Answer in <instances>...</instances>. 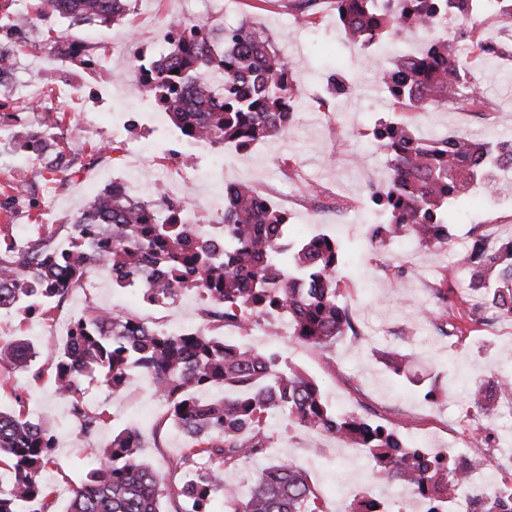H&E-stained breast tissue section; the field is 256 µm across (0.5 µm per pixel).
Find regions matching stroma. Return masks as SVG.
Returning a JSON list of instances; mask_svg holds the SVG:
<instances>
[{
  "label": "stroma",
  "mask_w": 512,
  "mask_h": 512,
  "mask_svg": "<svg viewBox=\"0 0 512 512\" xmlns=\"http://www.w3.org/2000/svg\"><path fill=\"white\" fill-rule=\"evenodd\" d=\"M296 2L223 0L219 17L224 24L246 21L263 27L275 50L286 59L302 93L288 132L261 142L256 150L226 158L220 174L212 173L208 158L185 156L173 194L220 201L226 182H275L295 176L298 191H309L317 184L347 201L349 207L343 211L319 209L308 202L299 204L292 218L291 237L298 240L309 232L352 243L353 256L339 268L337 278L352 306L362 340L347 337L321 351L274 330L266 336H252L229 329L225 335L257 351L279 348L291 365L321 382L324 398L337 410L358 412L370 403L410 445L451 446L460 434L476 427L465 416L467 388L500 374H512V322H500L493 335L476 329L450 339L440 336L428 320L435 307L434 286L443 275L449 297L466 293L462 258L471 229L481 226L491 242L512 237V195L490 202L472 196L452 202L448 207L450 242L438 252L421 249L407 239H390L382 245L369 241L367 229L377 221L369 208V196L373 186L387 175L386 157L373 146L369 130L393 117L374 72L394 51L387 46L375 56L362 57L336 28L335 0H323L312 16L294 24ZM187 9L186 0H138L129 15L110 26H74L60 16L38 20L17 55V74L32 81L43 94H50L57 66L42 52L41 45L64 32L78 39L94 35L96 51L108 56L115 74H123L127 57L117 50V43L123 39L151 40L157 29L181 18ZM351 65L363 81V89L351 97L319 100L317 93L325 89L330 73ZM471 76L485 89L493 108L491 115L477 117L452 106L441 107L428 116L411 118L412 127L425 136L448 133L491 142L511 140L512 78L506 76L499 61L485 59L477 62ZM10 136V131L0 130V184L18 183L23 174H38L44 166L43 160L14 151ZM137 143L142 149L139 159L130 158V142L117 138L114 152L105 161L98 153L101 139H84L78 148L82 170L72 176V189L55 203L59 221L35 209L18 226L0 211V228L18 240L42 230L56 238L66 234V219L78 215L90 201L77 191V184L104 187L110 177L120 176L149 188L161 178L167 154L155 135L141 133ZM127 295L121 288L101 289L93 301L132 318L165 323L172 331L202 324L194 294H184L174 306L131 303ZM47 324V319L32 320L19 310L0 314V338L22 337L32 342L38 351L35 363L43 372L42 381L36 383L27 374L0 366V409L13 410L18 402H25L33 419L53 427L58 440L55 461L69 482H81L95 449L125 428L141 430L142 455L167 480L179 482L182 473L172 464L185 455L187 441L178 432L163 429L168 410L153 405L145 378H135L132 387L118 396L101 380L83 382L82 401L88 412L105 413L108 422L93 437L81 433L67 412L66 400L55 391L57 347L46 332ZM391 349L413 353L412 378L387 372L381 355ZM426 384L437 386V402L424 400L422 387ZM271 429L279 443L271 449L269 461L283 458L305 470L328 512H344L350 498L343 490L351 484L370 485L382 498L395 495L396 486L371 483L363 462L353 458L349 449L337 446L334 438L319 437L284 420L273 421Z\"/></svg>",
  "instance_id": "obj_1"
}]
</instances>
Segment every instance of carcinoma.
Wrapping results in <instances>:
<instances>
[{
  "mask_svg": "<svg viewBox=\"0 0 512 512\" xmlns=\"http://www.w3.org/2000/svg\"><path fill=\"white\" fill-rule=\"evenodd\" d=\"M132 2L39 0L29 21L50 9L78 24L108 25L128 15ZM336 11L340 32L358 45L379 44L394 30L427 29L420 51L392 58V94L410 97L411 106L420 109L446 106L450 99L469 103L455 90L460 78L451 44L434 36L447 13H469V0H389L383 11L375 10L371 0H337ZM142 70L146 95L173 125L216 147H247L281 136L294 118L290 68L260 27L243 23L226 28L206 21L199 29L178 33L171 52L147 59ZM207 71L223 74L224 86L208 85ZM373 136L388 166L386 183L370 196L372 207L386 216V223L372 225L373 240L405 237L427 250L446 248L448 202L468 194L474 168L492 158L504 166L512 163L511 141L423 137L395 121L379 122ZM45 168L61 173L71 169L56 142L50 143ZM184 206L182 198L163 194L136 200L107 188L92 199L73 230L79 237L104 227L112 238L106 258L119 272L114 282L119 288L159 271L155 287L145 289L153 302L173 304L186 292L204 290L205 323L181 332H147L132 320L106 325L98 315L82 316L58 352L54 383L69 400V414L80 431L91 436L106 418L85 409L82 378L96 373L115 394L126 391L139 371L168 402L170 424L191 441L176 466L190 462L192 472L182 484L166 481L140 455L137 432L124 429L96 449L84 481L69 488L70 512H164L165 499L171 512H210L216 496L234 512H326L308 474L288 460L263 468L245 496L224 482V472L241 458L262 459L277 445L270 430L275 416L360 449L379 481L400 483L435 503L449 498L457 476L448 460L409 446L383 421L332 409L319 381L288 364L281 353H260L220 333L225 327L245 331L257 318L283 316L292 338L315 349L359 336L336 279L351 247L327 235L290 239L286 216L253 198L243 183L226 190L220 216L224 248L218 257L178 221ZM158 209L167 212V220H153ZM88 260L76 244L63 253L54 251L39 233L22 246L11 234L1 235L0 276L11 286L0 288V308L35 295L50 302L42 310L49 313L51 302H64L82 281ZM463 263L468 294L451 304L447 278L434 288L438 306L431 319L447 337L464 333L457 319L477 324L487 307L512 319V238L490 247L484 235L472 234ZM35 358L34 346L24 338L0 342V364L37 382L42 370ZM409 358L391 351L385 364L399 376ZM489 386L480 383L472 389L467 416L477 420L493 413ZM56 442L53 430L25 410L0 411V463L10 470L7 480L0 481V512H23V504L32 506L30 512H55L54 490L45 473L55 464Z\"/></svg>",
  "mask_w": 512,
  "mask_h": 512,
  "instance_id": "carcinoma-1",
  "label": "carcinoma"
}]
</instances>
